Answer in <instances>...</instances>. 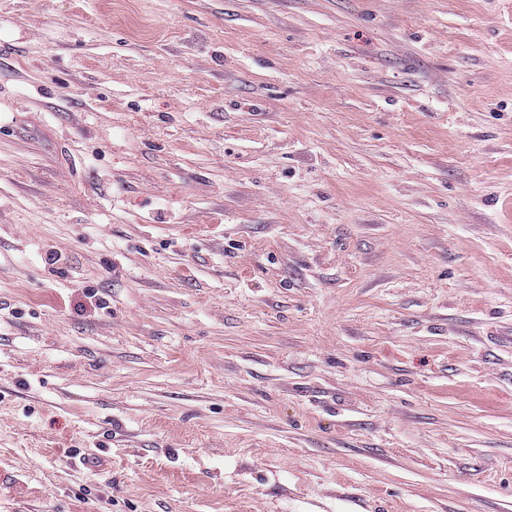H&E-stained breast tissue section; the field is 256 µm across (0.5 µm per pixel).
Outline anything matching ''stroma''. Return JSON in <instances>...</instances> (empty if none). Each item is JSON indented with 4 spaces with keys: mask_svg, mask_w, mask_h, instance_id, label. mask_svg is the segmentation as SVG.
<instances>
[{
    "mask_svg": "<svg viewBox=\"0 0 512 512\" xmlns=\"http://www.w3.org/2000/svg\"><path fill=\"white\" fill-rule=\"evenodd\" d=\"M0 512H512V0H0Z\"/></svg>",
    "mask_w": 512,
    "mask_h": 512,
    "instance_id": "obj_1",
    "label": "stroma"
}]
</instances>
